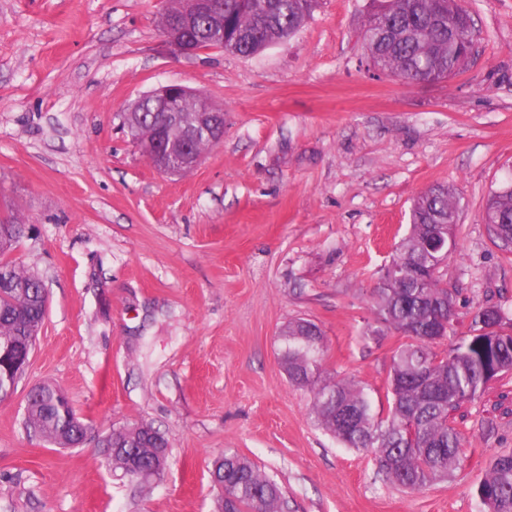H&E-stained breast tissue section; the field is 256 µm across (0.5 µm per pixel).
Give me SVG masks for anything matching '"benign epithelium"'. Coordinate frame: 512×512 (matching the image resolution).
I'll return each instance as SVG.
<instances>
[{"label":"benign epithelium","mask_w":512,"mask_h":512,"mask_svg":"<svg viewBox=\"0 0 512 512\" xmlns=\"http://www.w3.org/2000/svg\"><path fill=\"white\" fill-rule=\"evenodd\" d=\"M214 24H224V6L220 0H173L161 17V26L168 39L172 53L185 56H196L201 52L194 33L202 19ZM196 97L191 90L179 85L168 84L154 89L139 98L124 114L126 124L138 125L142 122V105L150 101L154 108L164 112H181L186 103ZM205 136L212 143L218 144L224 139V110L209 103L196 111L192 121L178 127L173 134L164 128H155L146 139L139 141L142 150L154 157L155 168L163 173L171 171L177 165L181 171L187 172L195 168L201 161V155L191 152L187 144L199 136ZM453 237L434 238L430 242V251L439 258H445L454 248ZM14 344L9 342L0 345V383L9 387L18 378L21 363L10 364Z\"/></svg>","instance_id":"obj_1"}]
</instances>
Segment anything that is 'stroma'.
<instances>
[{
	"label": "stroma",
	"instance_id": "obj_1",
	"mask_svg": "<svg viewBox=\"0 0 512 512\" xmlns=\"http://www.w3.org/2000/svg\"><path fill=\"white\" fill-rule=\"evenodd\" d=\"M480 54L437 83L373 69L371 0H318L288 39L243 57H173L165 0H0V214L25 231L7 258L34 270L44 325L0 400V512H214V459L233 449L276 480L289 512H478L491 456L512 448V376L454 420L461 468L420 490L315 422L278 330L307 318L328 377L381 400L393 336L367 338L370 294L415 197L454 185V333L497 305L512 319V252L483 213L512 178V0H462ZM185 85L224 109V139L185 175L158 171L122 126L153 88ZM51 383L88 426L58 448L24 428ZM147 423L169 442L150 485L112 472L99 442Z\"/></svg>",
	"mask_w": 512,
	"mask_h": 512
}]
</instances>
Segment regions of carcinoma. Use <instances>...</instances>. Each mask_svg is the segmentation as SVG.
Returning a JSON list of instances; mask_svg holds the SVG:
<instances>
[{"label": "carcinoma", "instance_id": "1", "mask_svg": "<svg viewBox=\"0 0 512 512\" xmlns=\"http://www.w3.org/2000/svg\"><path fill=\"white\" fill-rule=\"evenodd\" d=\"M310 16L302 0H224V36L200 35V47H232L248 57L294 34ZM373 65L410 82L445 80L470 63L477 44L474 22L457 0H377L364 34ZM459 210V196L439 184L414 201L409 233L372 291L379 324L367 337H402L391 357L386 381L387 409L376 410L365 387L325 375L326 340L307 319L288 322L280 336L279 359L289 381L312 394L317 424L347 448L372 453L395 485L419 490L447 478L461 465L464 434L453 413L479 399L487 385L512 372V320L496 305L479 308L471 334L438 352L434 344L453 333L455 305L443 275L428 270L426 242L437 234H455L448 217ZM483 220L493 240L512 252V190L494 192ZM24 225L12 215L0 217V255L15 247ZM47 297L39 277L13 262L0 261V340L16 344L17 355L32 351L46 315ZM67 397L50 383L39 385L24 422L28 434L58 448H70L83 422L68 419ZM152 426L136 423L108 437L116 451L107 459L124 470L129 457L141 465L148 483L163 469L159 449L143 438ZM214 470L224 474L218 512H288L282 487L247 456L226 450ZM479 512H512V450L493 455L476 489Z\"/></svg>", "mask_w": 512, "mask_h": 512}]
</instances>
